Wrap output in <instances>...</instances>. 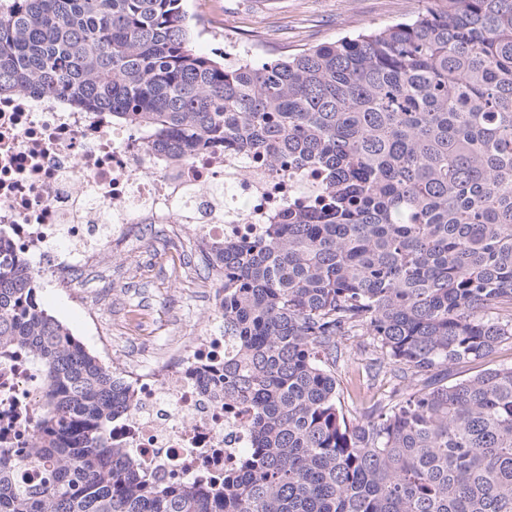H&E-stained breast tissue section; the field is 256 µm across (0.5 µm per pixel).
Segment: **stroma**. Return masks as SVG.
<instances>
[{
	"mask_svg": "<svg viewBox=\"0 0 512 512\" xmlns=\"http://www.w3.org/2000/svg\"><path fill=\"white\" fill-rule=\"evenodd\" d=\"M426 0H186L189 13L198 17L193 48L213 59L224 54L225 39L257 42L264 59L289 55L311 46L332 43L356 31L382 28L421 11ZM207 269L191 252L176 247L155 230L113 253L107 267L89 269L74 279L86 308L112 331L117 355L148 364L168 337L191 345L197 333L214 323L216 300L205 293ZM39 302L65 324L89 351L97 346L82 328L85 309L49 285L37 290ZM151 310L153 320L138 340L127 337L126 319L133 308ZM375 354L369 337L358 336L336 364L340 400L348 418L403 386L391 372H375ZM512 365V343L500 345L489 357L434 370L435 379L452 384L484 370Z\"/></svg>",
	"mask_w": 512,
	"mask_h": 512,
	"instance_id": "1",
	"label": "stroma"
}]
</instances>
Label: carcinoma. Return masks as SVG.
Masks as SVG:
<instances>
[{
    "label": "carcinoma",
    "instance_id": "carcinoma-1",
    "mask_svg": "<svg viewBox=\"0 0 512 512\" xmlns=\"http://www.w3.org/2000/svg\"><path fill=\"white\" fill-rule=\"evenodd\" d=\"M193 21L183 0H0V95L110 112L181 156L230 140L326 171L315 202L213 255L221 386L252 406V447L209 488L106 447L129 385L6 260L0 346L29 349L47 391L33 445L0 453V512H512V365L420 384L512 340V0H431L261 64L197 54ZM352 336L410 380L361 424L338 406Z\"/></svg>",
    "mask_w": 512,
    "mask_h": 512
}]
</instances>
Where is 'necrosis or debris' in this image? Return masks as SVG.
<instances>
[{"label": "necrosis or debris", "instance_id": "necrosis-or-debris-1", "mask_svg": "<svg viewBox=\"0 0 512 512\" xmlns=\"http://www.w3.org/2000/svg\"><path fill=\"white\" fill-rule=\"evenodd\" d=\"M321 187L312 162L272 166L220 143L180 157L111 113L29 92L0 97V242L9 255L39 259L37 276L53 287L103 265L133 225H163L205 258L226 239L264 237ZM234 348L219 324L148 369L120 365L135 401L113 420L107 445L161 481L205 485L234 466L251 445L252 412L225 404L210 380ZM45 392L32 352L0 347V451L30 446Z\"/></svg>", "mask_w": 512, "mask_h": 512}]
</instances>
